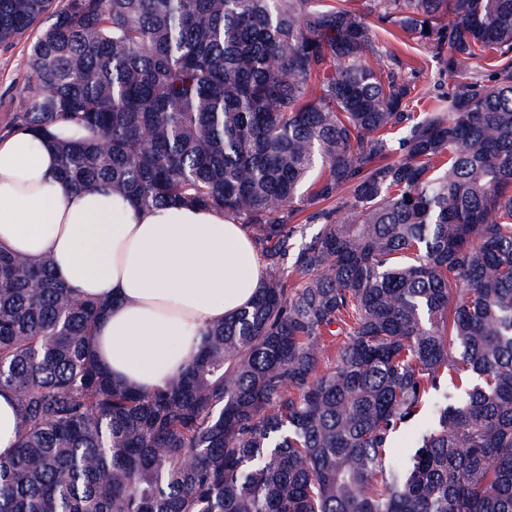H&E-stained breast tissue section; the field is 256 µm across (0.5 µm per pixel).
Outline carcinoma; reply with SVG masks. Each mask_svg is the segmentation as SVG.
<instances>
[{"instance_id": "carcinoma-1", "label": "carcinoma", "mask_w": 512, "mask_h": 512, "mask_svg": "<svg viewBox=\"0 0 512 512\" xmlns=\"http://www.w3.org/2000/svg\"><path fill=\"white\" fill-rule=\"evenodd\" d=\"M347 2L0 0V46L31 36L14 125L87 132L68 187L221 210L264 262L132 390L101 306L0 249V512H512V0ZM376 27L483 71L408 112ZM17 435L18 419L14 397L9 391H0V457L5 458L13 453Z\"/></svg>"}]
</instances>
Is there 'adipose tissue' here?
<instances>
[{
    "mask_svg": "<svg viewBox=\"0 0 512 512\" xmlns=\"http://www.w3.org/2000/svg\"><path fill=\"white\" fill-rule=\"evenodd\" d=\"M0 247L50 260L59 282L103 302L92 349L113 378L142 389L183 371L202 330L261 282L249 234L223 212L72 191L53 143L24 129L0 138Z\"/></svg>",
    "mask_w": 512,
    "mask_h": 512,
    "instance_id": "1",
    "label": "adipose tissue"
}]
</instances>
